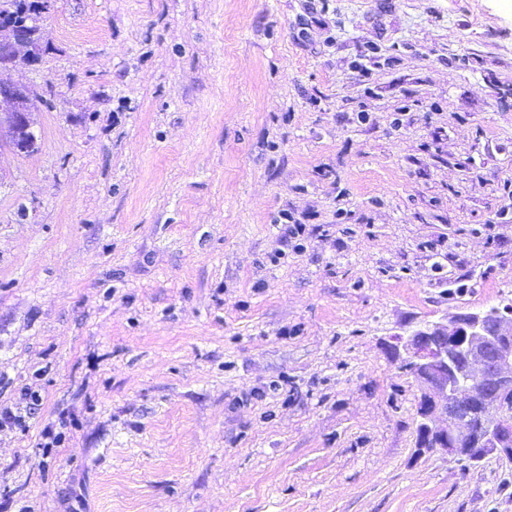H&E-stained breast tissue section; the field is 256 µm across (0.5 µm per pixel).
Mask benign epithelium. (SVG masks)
I'll return each instance as SVG.
<instances>
[{
  "instance_id": "1",
  "label": "benign epithelium",
  "mask_w": 512,
  "mask_h": 512,
  "mask_svg": "<svg viewBox=\"0 0 512 512\" xmlns=\"http://www.w3.org/2000/svg\"><path fill=\"white\" fill-rule=\"evenodd\" d=\"M46 13L41 0H35L20 18L0 25V73L40 62L47 44L42 25ZM34 95L31 86L0 79V143L20 155L32 154L38 146L29 106ZM394 340L392 349L401 367L411 370L419 391L418 451H442L472 464L494 453L512 461V305L426 321ZM490 348L496 351L491 368ZM489 380L498 386L495 400L486 396ZM456 396L485 416L484 434L472 448L461 443L470 428L448 420V404Z\"/></svg>"
}]
</instances>
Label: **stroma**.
<instances>
[{
  "label": "stroma",
  "instance_id": "1",
  "mask_svg": "<svg viewBox=\"0 0 512 512\" xmlns=\"http://www.w3.org/2000/svg\"><path fill=\"white\" fill-rule=\"evenodd\" d=\"M43 25L38 149L0 148V512H512V462L418 453L391 352L512 299V0Z\"/></svg>",
  "mask_w": 512,
  "mask_h": 512
}]
</instances>
